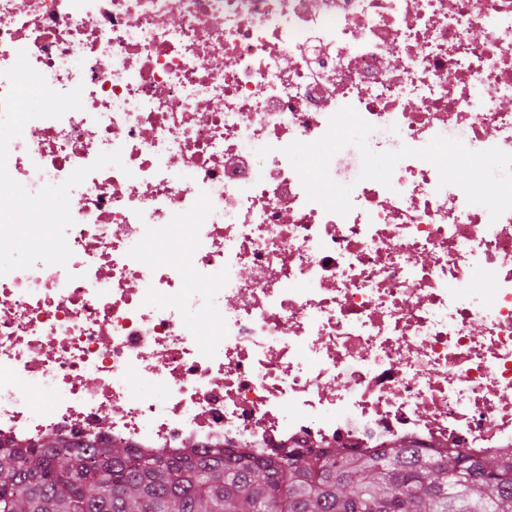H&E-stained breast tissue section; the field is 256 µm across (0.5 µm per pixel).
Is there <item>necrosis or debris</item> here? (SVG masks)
<instances>
[{
  "label": "necrosis or debris",
  "instance_id": "1",
  "mask_svg": "<svg viewBox=\"0 0 512 512\" xmlns=\"http://www.w3.org/2000/svg\"><path fill=\"white\" fill-rule=\"evenodd\" d=\"M22 51L83 108L28 122L11 177L124 166L71 198L66 266L0 275L1 445L512 462V211L345 148L342 216L282 152L350 106L376 152L512 153V0H0V98Z\"/></svg>",
  "mask_w": 512,
  "mask_h": 512
}]
</instances>
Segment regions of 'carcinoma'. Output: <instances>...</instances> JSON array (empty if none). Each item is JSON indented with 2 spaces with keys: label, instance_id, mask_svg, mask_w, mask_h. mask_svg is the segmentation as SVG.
<instances>
[{
  "label": "carcinoma",
  "instance_id": "obj_1",
  "mask_svg": "<svg viewBox=\"0 0 512 512\" xmlns=\"http://www.w3.org/2000/svg\"><path fill=\"white\" fill-rule=\"evenodd\" d=\"M0 512H512V463L397 446L265 461L144 457L54 438L0 447Z\"/></svg>",
  "mask_w": 512,
  "mask_h": 512
}]
</instances>
